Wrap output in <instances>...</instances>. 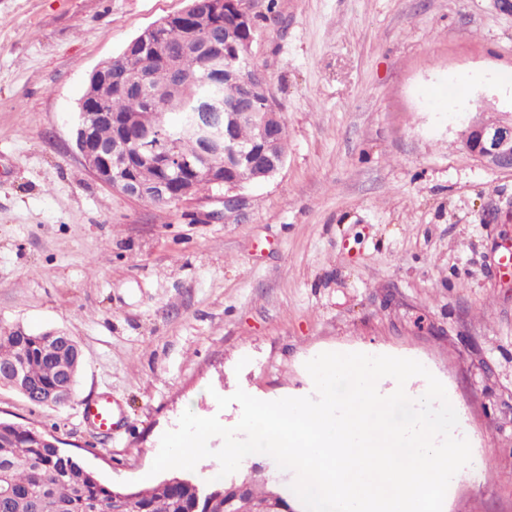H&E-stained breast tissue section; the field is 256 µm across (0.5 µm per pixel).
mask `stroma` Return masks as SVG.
Segmentation results:
<instances>
[{"label":"stroma","mask_w":512,"mask_h":512,"mask_svg":"<svg viewBox=\"0 0 512 512\" xmlns=\"http://www.w3.org/2000/svg\"><path fill=\"white\" fill-rule=\"evenodd\" d=\"M274 12H267L268 2ZM189 0H0V329L62 330L71 400L0 386V418L55 435L116 489L148 488L159 436L239 388L311 393L328 349L421 362L479 466L447 512H512V172L459 143L512 115V13L494 0H250L251 53L281 105L283 168L154 204L75 148L89 74ZM220 212L217 220L208 219ZM106 395L119 430L89 427Z\"/></svg>","instance_id":"1"}]
</instances>
